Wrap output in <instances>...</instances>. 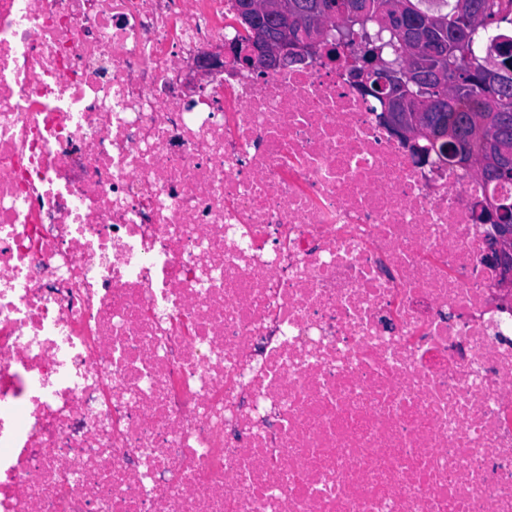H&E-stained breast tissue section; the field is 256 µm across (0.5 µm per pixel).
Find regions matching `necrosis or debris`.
Here are the masks:
<instances>
[{
	"mask_svg": "<svg viewBox=\"0 0 512 512\" xmlns=\"http://www.w3.org/2000/svg\"><path fill=\"white\" fill-rule=\"evenodd\" d=\"M236 34L0 0V512H512V186ZM494 239L488 248L487 261L496 267L499 273V285L512 287V224H498Z\"/></svg>",
	"mask_w": 512,
	"mask_h": 512,
	"instance_id": "4bbe7bcc",
	"label": "necrosis or debris"
}]
</instances>
